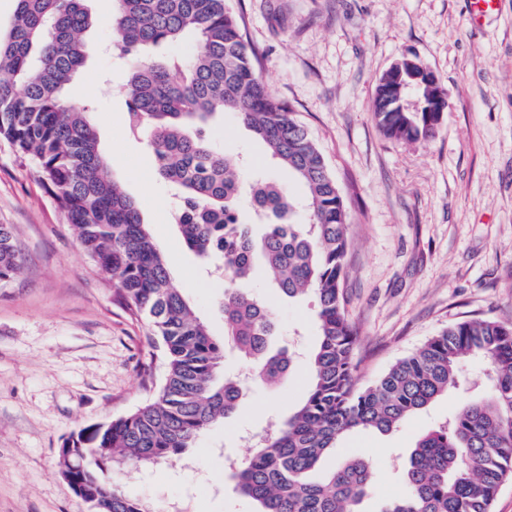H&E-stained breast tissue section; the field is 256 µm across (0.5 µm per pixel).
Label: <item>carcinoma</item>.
Returning a JSON list of instances; mask_svg holds the SVG:
<instances>
[{
    "mask_svg": "<svg viewBox=\"0 0 512 512\" xmlns=\"http://www.w3.org/2000/svg\"><path fill=\"white\" fill-rule=\"evenodd\" d=\"M0 33V138L37 165L84 252L112 279L114 297L145 320L164 348L165 372L152 398L133 412L64 439L62 474L95 500V512H155L105 481L107 468L157 465L193 447L197 437L234 415L252 385H272L292 371L293 357L273 350V307L245 288L254 267L270 269L273 287L290 300L317 301L318 343L310 355L312 386L252 454L229 462L235 490L256 512H360L373 469L348 457L320 482V460L355 431L388 433L460 385L470 359L489 369L487 392L465 400L415 442L406 492L381 512H492L512 479V321L469 319L397 360L371 385H357L355 337L345 313L343 282L348 212L335 177L291 109L263 80L257 53L227 0H115V48L129 63L120 87L127 126L149 132L157 172L177 200L173 219L187 247L221 261L218 340L176 286L137 203L114 181L111 162L85 106L66 90L92 47L85 33L97 19L83 0H16ZM191 41L190 56L170 48ZM425 67L402 60V79L382 75L373 117L391 139L427 142L448 106ZM415 94L418 110L407 108ZM265 143L270 157L303 187L301 201L243 169L213 142L224 113ZM263 226L242 221V204ZM306 213L293 221L296 209ZM23 262L13 227L0 224V283ZM235 350L244 377L221 374L224 350Z\"/></svg>",
    "mask_w": 512,
    "mask_h": 512,
    "instance_id": "obj_1",
    "label": "carcinoma"
}]
</instances>
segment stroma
Listing matches in <instances>:
<instances>
[{
    "label": "stroma",
    "instance_id": "stroma-1",
    "mask_svg": "<svg viewBox=\"0 0 512 512\" xmlns=\"http://www.w3.org/2000/svg\"><path fill=\"white\" fill-rule=\"evenodd\" d=\"M261 55L263 78L323 154L349 224L344 296L357 330L359 384L367 385L435 334L468 318L512 320V0L480 23L470 0H227ZM98 25L90 58L69 89L86 105L121 188L138 203L171 275L216 338L223 279L185 245L171 217L172 190L157 173L147 134H129L118 89L126 66L107 50L113 0H87ZM430 68L449 107L434 139L385 137L371 112L380 76L397 60ZM216 143L242 156L296 198L303 188L271 162L265 145L232 115ZM0 224L14 228L20 273L0 284V512H90L60 474L58 450L81 428L125 415L150 397L141 366L147 323L113 297L111 281L79 247L36 166L0 139ZM259 270L249 289L276 310L279 346L294 351L290 375L253 388L239 412L202 433L172 461L108 471L133 497L176 512H255L234 490L225 457L253 451L244 434L285 420L310 385L317 343L313 299L282 300ZM468 361L467 392H451L396 430L355 433L326 456L368 459L372 492L361 512H381L405 489L416 439L486 378Z\"/></svg>",
    "mask_w": 512,
    "mask_h": 512
}]
</instances>
